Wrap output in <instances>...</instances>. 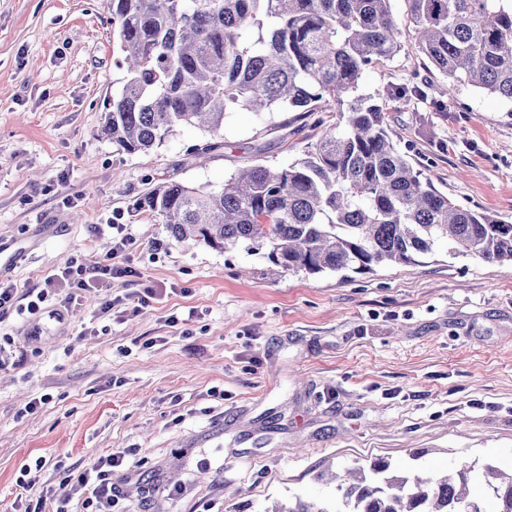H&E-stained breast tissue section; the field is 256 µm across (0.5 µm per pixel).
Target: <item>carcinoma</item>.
<instances>
[{
	"mask_svg": "<svg viewBox=\"0 0 512 512\" xmlns=\"http://www.w3.org/2000/svg\"><path fill=\"white\" fill-rule=\"evenodd\" d=\"M390 0H107L121 87L102 133L128 154L182 124L221 137L224 114L334 112L305 157L244 167L221 187L162 182L137 206L178 242L269 249L290 271H367L448 253L512 264V224L438 191L400 151L385 108L358 93L400 50ZM418 47L448 79L512 104V3L409 0ZM323 507L300 497L269 512H512V469L466 463L408 476L384 459L334 473ZM479 484L483 496L470 486Z\"/></svg>",
	"mask_w": 512,
	"mask_h": 512,
	"instance_id": "obj_1",
	"label": "carcinoma"
}]
</instances>
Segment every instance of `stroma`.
<instances>
[{
  "instance_id": "obj_1",
  "label": "stroma",
  "mask_w": 512,
  "mask_h": 512,
  "mask_svg": "<svg viewBox=\"0 0 512 512\" xmlns=\"http://www.w3.org/2000/svg\"><path fill=\"white\" fill-rule=\"evenodd\" d=\"M401 51L359 92L383 103L398 147L458 203L512 221V105L455 97L419 51L408 0H390ZM106 0H0V281L40 288L98 261L94 224L120 217L135 276L56 317L0 320L21 365L0 371V512H56L67 474L123 448L116 512H266L336 498L326 466L377 458L439 470L512 467V266L450 255L367 273L309 275L265 252L170 237L137 202L165 181L223 185L285 166L322 134L317 115L227 113L224 136L185 126L127 154L101 133L119 87ZM422 87L405 101L392 89ZM163 289L136 306L131 295ZM39 400L37 411L24 405ZM44 458L32 488L23 465Z\"/></svg>"
}]
</instances>
